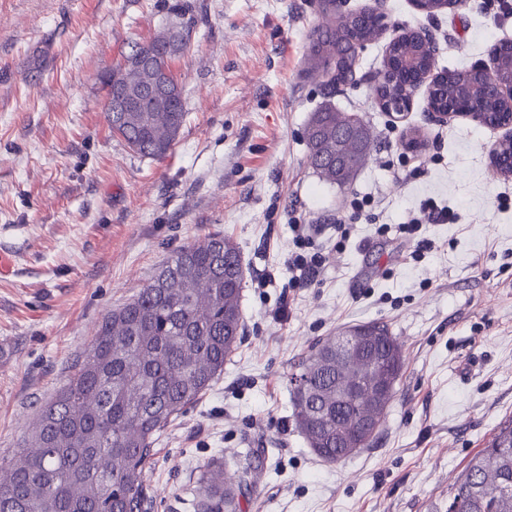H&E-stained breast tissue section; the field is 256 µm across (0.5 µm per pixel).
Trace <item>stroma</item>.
I'll return each mask as SVG.
<instances>
[{"mask_svg": "<svg viewBox=\"0 0 512 512\" xmlns=\"http://www.w3.org/2000/svg\"><path fill=\"white\" fill-rule=\"evenodd\" d=\"M496 0L436 17L384 0V27L357 81L306 75L320 0H0V461L21 447L87 349L103 314L175 251L214 231L246 268L244 334L216 385L154 446L148 512H196L206 464L261 471L242 512H445L448 491L512 417V177L505 135L468 117L434 121L428 86L395 119L372 95L389 41L429 30L434 74L492 65L512 41ZM188 26L173 71L186 119L173 151L141 157L105 120L104 71L167 26ZM370 122L376 146L353 182L308 165L311 112ZM421 145L407 146L409 134ZM369 201L351 220L350 202ZM457 215L399 230L423 201ZM350 220L346 240L338 220ZM311 225L316 282L288 285L293 225ZM271 280L265 287L256 281ZM387 322L405 367L381 432L345 462L314 454L293 421L288 374L343 327Z\"/></svg>", "mask_w": 512, "mask_h": 512, "instance_id": "35a3bbf8", "label": "stroma"}]
</instances>
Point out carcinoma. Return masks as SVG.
Listing matches in <instances>:
<instances>
[{
  "instance_id": "cac0c4a2",
  "label": "carcinoma",
  "mask_w": 512,
  "mask_h": 512,
  "mask_svg": "<svg viewBox=\"0 0 512 512\" xmlns=\"http://www.w3.org/2000/svg\"><path fill=\"white\" fill-rule=\"evenodd\" d=\"M333 13L314 31L310 75L327 86L355 77L357 52L374 41L381 20ZM174 31H157L139 52H155ZM391 65L381 79L379 98L409 100V69L433 66L432 39L405 33L388 46ZM124 60L112 75L139 100L134 112L106 108L112 135L135 153L163 159L178 142L186 112L179 85L170 84L175 111L146 93L151 77L170 68L165 57L147 74L134 75ZM494 64L512 74V48H494ZM469 71H444L429 92L428 109L441 111L465 92L480 122L512 115V104L469 83ZM375 140L370 123L355 112L327 105L311 114L305 130L309 165L323 181L353 182ZM245 267L237 246L220 232L209 233L171 256L152 280L127 303L98 322L91 345L77 359L60 392L38 414L32 431L8 467L0 466V512H146L148 468L158 437L210 390L242 335L241 297ZM368 338L356 359L336 357V341ZM405 365L402 345L383 321L345 328L296 366L290 377L295 425L322 459L342 462L356 450L342 437L366 415L384 423ZM371 391L346 393L350 375ZM251 485L248 472L224 481V469L206 466L197 512H239V497ZM448 512H512V419L501 424L448 493Z\"/></svg>"
}]
</instances>
